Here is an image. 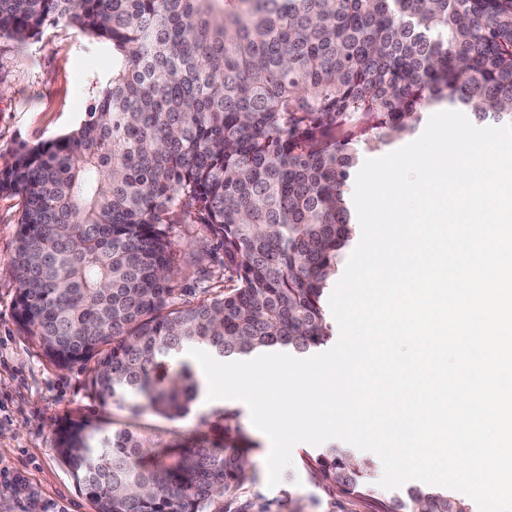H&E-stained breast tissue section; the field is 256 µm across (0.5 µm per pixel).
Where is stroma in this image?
<instances>
[{
    "label": "stroma",
    "mask_w": 512,
    "mask_h": 512,
    "mask_svg": "<svg viewBox=\"0 0 512 512\" xmlns=\"http://www.w3.org/2000/svg\"><path fill=\"white\" fill-rule=\"evenodd\" d=\"M103 54L101 43L63 23L22 47L0 42V170L12 164L19 144L51 140L84 120L97 96ZM21 207L19 199L0 197V464L24 478L19 492L0 481V512H17L22 494L29 498L30 512H41L45 502L58 504L63 512H94L55 449L56 425L80 418L106 429L129 427L166 444L204 438L228 451L243 449L251 468L239 496L268 505L270 512H372L370 499L342 497L313 477L306 459L320 449L307 443L295 445L292 467L280 484L268 487L265 460L271 443L253 426L241 401H209L201 395L183 418L149 412L135 417L117 406L101 405L88 387L86 368L50 363L13 319L11 261ZM204 235L199 224L173 228L182 257L178 285L186 301L195 300L204 287L224 282L220 261L203 250ZM217 409L233 414L236 436L228 439L221 426L201 425V417Z\"/></svg>",
    "instance_id": "obj_1"
}]
</instances>
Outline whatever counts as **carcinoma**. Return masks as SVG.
<instances>
[{"label": "carcinoma", "instance_id": "carcinoma-1", "mask_svg": "<svg viewBox=\"0 0 512 512\" xmlns=\"http://www.w3.org/2000/svg\"><path fill=\"white\" fill-rule=\"evenodd\" d=\"M70 25L112 50L75 129L0 170L22 202L14 318L60 368L90 366L105 406L185 415L191 349L237 359L328 344L326 294L358 221L364 154L412 137L445 104L512 124V0H0V41ZM176 224L224 254V290L181 303ZM55 444L95 512H224L238 452L169 446L90 420ZM341 494L372 462L308 457ZM377 512H474L433 485Z\"/></svg>", "mask_w": 512, "mask_h": 512}]
</instances>
